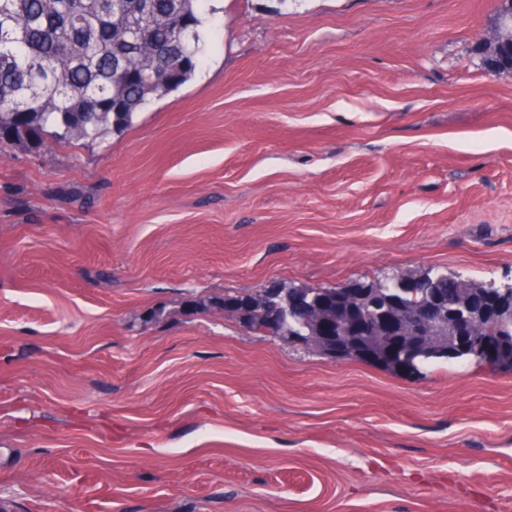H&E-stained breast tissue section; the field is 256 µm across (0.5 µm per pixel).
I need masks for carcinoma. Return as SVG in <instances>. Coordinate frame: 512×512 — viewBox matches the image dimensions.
I'll list each match as a JSON object with an SVG mask.
<instances>
[{
    "label": "carcinoma",
    "instance_id": "cac0c4a2",
    "mask_svg": "<svg viewBox=\"0 0 512 512\" xmlns=\"http://www.w3.org/2000/svg\"><path fill=\"white\" fill-rule=\"evenodd\" d=\"M179 6L182 32L165 16ZM212 0H155L151 19L133 15L134 0H0V149L43 143L95 141L121 133L147 105L189 82L204 52L201 29ZM139 43L132 62L159 66L158 44L179 42L168 61L172 79L122 84L112 68L114 46L130 25Z\"/></svg>",
    "mask_w": 512,
    "mask_h": 512
}]
</instances>
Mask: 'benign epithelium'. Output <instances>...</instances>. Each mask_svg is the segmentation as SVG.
Here are the masks:
<instances>
[{
  "label": "benign epithelium",
  "instance_id": "obj_1",
  "mask_svg": "<svg viewBox=\"0 0 512 512\" xmlns=\"http://www.w3.org/2000/svg\"><path fill=\"white\" fill-rule=\"evenodd\" d=\"M503 2L506 9L495 19L487 41H498L512 49V0ZM384 292L381 300L367 307L361 304L362 297L368 293L366 287H338L326 293L313 286L305 291L285 292L271 283L260 290L268 304L263 330L270 332L296 316L306 324V330L294 336L303 346L331 356L350 352L365 361L386 364L400 373L418 368L435 352L439 333L448 336L445 354L452 356L474 348L486 364L512 366V341L477 336L478 325L493 318L502 306H473L469 315L460 318L437 308L434 299L428 307L432 318L401 328L398 313L403 309L404 296L415 293V283L398 278Z\"/></svg>",
  "mask_w": 512,
  "mask_h": 512
}]
</instances>
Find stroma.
<instances>
[{
    "mask_svg": "<svg viewBox=\"0 0 512 512\" xmlns=\"http://www.w3.org/2000/svg\"><path fill=\"white\" fill-rule=\"evenodd\" d=\"M500 0H219L195 76L0 150V512H512V368L401 374L224 297L512 284Z\"/></svg>",
    "mask_w": 512,
    "mask_h": 512,
    "instance_id": "35a3bbf8",
    "label": "stroma"
}]
</instances>
